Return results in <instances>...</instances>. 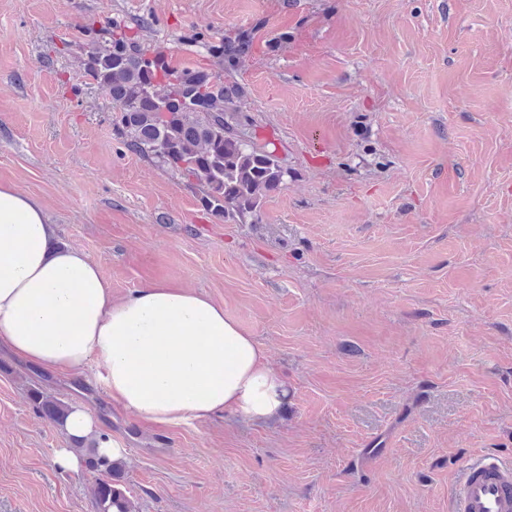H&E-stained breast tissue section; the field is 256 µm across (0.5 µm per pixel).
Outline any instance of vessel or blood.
<instances>
[{
	"mask_svg": "<svg viewBox=\"0 0 512 512\" xmlns=\"http://www.w3.org/2000/svg\"><path fill=\"white\" fill-rule=\"evenodd\" d=\"M450 502L452 512H512V465L479 456L461 471Z\"/></svg>",
	"mask_w": 512,
	"mask_h": 512,
	"instance_id": "vessel-or-blood-1",
	"label": "vessel or blood"
}]
</instances>
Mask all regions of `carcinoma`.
Listing matches in <instances>:
<instances>
[{"instance_id":"1","label":"carcinoma","mask_w":512,"mask_h":512,"mask_svg":"<svg viewBox=\"0 0 512 512\" xmlns=\"http://www.w3.org/2000/svg\"><path fill=\"white\" fill-rule=\"evenodd\" d=\"M142 18L131 27L112 20L100 30L86 26L89 37L81 60L84 76L112 100L117 135L128 148L199 187L205 208L226 222L259 219L263 200L279 188L288 169L276 149L258 147L238 135L246 111L245 90L233 73L251 54L250 30L203 43L220 67L174 66L165 54L146 47ZM235 123H230L229 119ZM30 399L43 418L58 424L69 405L40 389ZM90 463L106 478L91 489L96 512H133L122 487L123 464L101 455L93 443Z\"/></svg>"}]
</instances>
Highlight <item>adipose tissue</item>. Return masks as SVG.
I'll use <instances>...</instances> for the list:
<instances>
[{
  "label": "adipose tissue",
  "mask_w": 512,
  "mask_h": 512,
  "mask_svg": "<svg viewBox=\"0 0 512 512\" xmlns=\"http://www.w3.org/2000/svg\"><path fill=\"white\" fill-rule=\"evenodd\" d=\"M54 235L37 198L0 184V342L15 355L64 375L94 369L112 401L153 423L260 422L281 410L283 376L222 306L168 280L113 299L99 265ZM62 429L103 455L126 452L84 406Z\"/></svg>",
  "instance_id": "adipose-tissue-1"
}]
</instances>
